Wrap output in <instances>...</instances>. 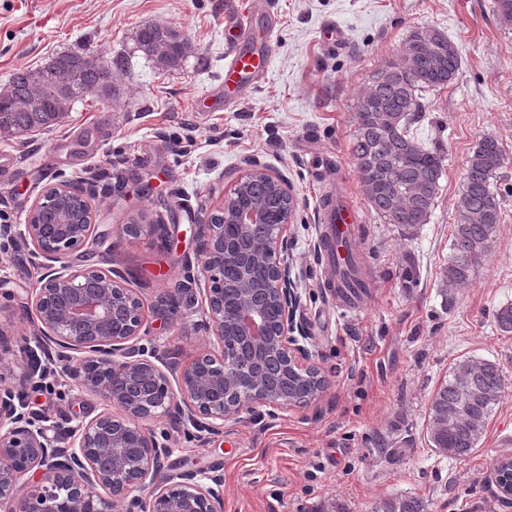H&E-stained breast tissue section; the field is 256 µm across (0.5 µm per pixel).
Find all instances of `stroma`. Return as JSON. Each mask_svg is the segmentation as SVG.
<instances>
[{
    "label": "stroma",
    "instance_id": "35a3bbf8",
    "mask_svg": "<svg viewBox=\"0 0 512 512\" xmlns=\"http://www.w3.org/2000/svg\"><path fill=\"white\" fill-rule=\"evenodd\" d=\"M268 3L279 19L268 78L229 109L224 59L234 35L225 22L251 0H0V87L64 51L119 63L112 101L76 102L59 125L31 136L0 132V205L23 224L48 184L74 179L93 192L96 221L110 234L134 220L166 224L169 237L127 241L110 255L89 250L91 263L124 272L151 308L185 279L199 209L218 205L250 165L281 175L298 199L290 227L297 316L331 386L307 408L231 420L218 435L150 422L169 438V467L223 473L224 512H373L395 494L423 498L428 512H512L493 476L494 463L512 456V335L495 323L512 303V28L500 24L493 0ZM145 24L190 41L181 67L139 50ZM333 24L348 34L337 46L324 38ZM427 26L458 46L462 67L448 87L425 93V117L411 128L422 145L441 146L445 167L430 222L408 230L371 210L351 147L357 100L374 72L398 62L410 32ZM488 135L506 150L493 180L502 219L469 286L448 299L442 272L456 202L467 161ZM176 136L190 142L184 154L170 148ZM341 192L360 215L353 253L369 285L354 305L330 288L322 246L323 205ZM37 275L18 232L0 236V327L16 336L0 372L47 369L52 394L28 388L22 404L62 440L77 415L104 404L63 381L57 356L19 347L34 327L16 315ZM148 322L149 342L180 361L206 345L200 313L175 327L154 314ZM466 356L496 362L505 386L478 448L448 460L429 444L428 408Z\"/></svg>",
    "mask_w": 512,
    "mask_h": 512
}]
</instances>
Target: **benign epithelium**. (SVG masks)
Instances as JSON below:
<instances>
[{"mask_svg":"<svg viewBox=\"0 0 512 512\" xmlns=\"http://www.w3.org/2000/svg\"><path fill=\"white\" fill-rule=\"evenodd\" d=\"M261 174L284 203L279 222L257 249L241 255L224 228L245 235L268 220L265 210L231 206L245 181ZM297 200L283 177L254 166L234 182L221 203L201 211L194 283L203 290L209 349L184 365L166 348L139 345L148 317L142 298L118 270L75 264L72 256L107 233L95 224L94 197L77 181L47 186L30 207L21 234L41 274L28 291L19 320L32 321L39 341L52 344L62 373L106 408L81 418L67 446L49 437L41 419L18 403L34 370L0 375V512H224V477L201 470L170 472L173 448L147 423L183 419L210 434L224 422L271 408H303L330 380L300 344L299 296L289 257ZM167 234L164 224H122L119 236ZM171 322L185 319L193 289L177 286L164 298ZM312 375L318 387L292 401L270 389L265 369Z\"/></svg>","mask_w":512,"mask_h":512,"instance_id":"1","label":"benign epithelium"}]
</instances>
